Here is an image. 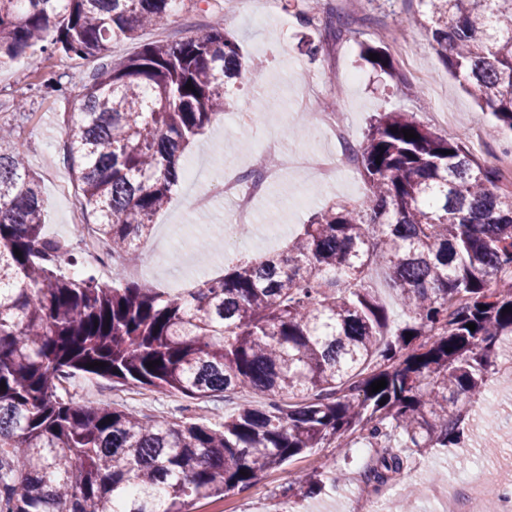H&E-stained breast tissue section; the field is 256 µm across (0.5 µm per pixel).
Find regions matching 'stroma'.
Listing matches in <instances>:
<instances>
[{"label": "stroma", "instance_id": "obj_1", "mask_svg": "<svg viewBox=\"0 0 512 512\" xmlns=\"http://www.w3.org/2000/svg\"><path fill=\"white\" fill-rule=\"evenodd\" d=\"M325 7L343 8L354 17L350 32L343 40L329 38L323 25H302L295 14L287 18H257L249 10L228 15L225 0H210L207 10L185 6L167 27L146 29L139 43L173 41L193 36L218 14L237 41L245 59L262 58L263 68L233 86L228 97L229 111L250 108L259 112L267 135L280 145L296 152L335 149L328 138L309 136L320 110V99H313L306 115H283L270 111L275 102L291 105L305 91L308 82L319 83L325 96L336 100V109L348 113L354 143H361L370 124L383 112H411L436 133L461 144L481 164L496 167L512 156V133L491 134L493 118L477 104L473 92L466 90L439 61L427 31L412 22L418 0H363L361 5L340 4L339 0H322ZM395 31L400 48L409 53L413 72L397 69L388 76L375 70L360 55L362 46H381L377 32ZM318 45L316 56L306 55L304 41ZM139 43L127 41L111 44L108 55L120 61L133 55ZM99 57L70 59L61 55L46 57L39 48L29 49L17 60L0 66V121L10 122L25 145L29 166L41 179L48 205L46 231L57 238H74L78 224L88 223L87 213H74V186L64 161L65 125L78 107L76 91L99 67ZM61 74L68 94L46 92L37 83L39 72L46 67ZM241 129L215 122L205 136L197 138L189 154L190 161L208 168L224 166L239 172L250 167L255 149L263 138L251 136L250 146L236 148L234 142ZM366 185L360 173H339L334 185L316 183L303 169L285 170L268 185L256 201V229L250 230L244 249L254 255L280 250L299 234L302 224L329 199H361ZM230 208L221 198L215 182L197 186L181 182L175 187L167 207L155 219V230L142 247L139 263L129 271L130 278L171 293L194 287L207 277L223 274L224 234ZM70 393L81 402L95 406L102 402L125 405L137 413L181 417L205 412L215 422L222 421L244 401L236 394L223 401H208L204 406L189 405L176 393L159 394L147 389L129 396L127 389L90 376L75 377ZM481 407L495 411L505 427L498 442L500 454L512 453V377L491 370ZM376 456L374 449H352L343 454L336 446L318 448L305 458L260 474L250 488L231 493L222 503L197 502L194 512H219L221 506L236 512H276L281 491L294 483L300 472L325 471L328 463L336 465V483L326 486L320 495L293 497L291 512H352L359 492L367 487L365 472ZM486 453L477 443L466 448H436L427 454H412L407 465L391 479V486L401 484L426 487L425 470L441 467L445 483H452L464 468L474 467Z\"/></svg>", "mask_w": 512, "mask_h": 512}]
</instances>
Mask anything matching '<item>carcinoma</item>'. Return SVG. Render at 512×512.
Returning <instances> with one entry per match:
<instances>
[{
  "label": "carcinoma",
  "mask_w": 512,
  "mask_h": 512,
  "mask_svg": "<svg viewBox=\"0 0 512 512\" xmlns=\"http://www.w3.org/2000/svg\"><path fill=\"white\" fill-rule=\"evenodd\" d=\"M187 1L200 2L0 0V64L37 45L50 56L104 53L168 25ZM419 4L415 21L448 71L495 130L512 131V0ZM349 25L327 13L335 38ZM366 53L394 74L390 54ZM241 59L214 21L145 43L83 85L67 169L113 261L140 260L179 160L226 111ZM349 150L368 186L360 201L335 200L285 250L242 256L170 294L119 273L102 283L74 243L48 235L41 183L0 125V512H191L315 448H348L355 434L376 449L366 478L378 492L405 451L463 444L461 417L512 340V187L410 112L381 113ZM376 266L401 322L365 285ZM80 373L190 400L250 391L264 403L220 422L145 418L62 391ZM298 483L308 496L325 487L316 473Z\"/></svg>",
  "instance_id": "carcinoma-1"
}]
</instances>
